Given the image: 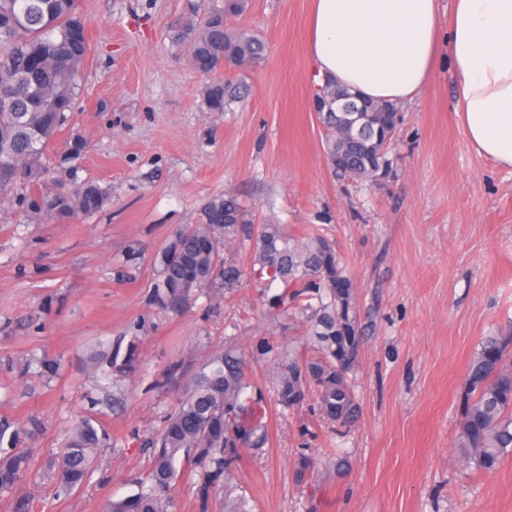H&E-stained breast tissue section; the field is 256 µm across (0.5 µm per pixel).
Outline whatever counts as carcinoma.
<instances>
[{"instance_id":"obj_1","label":"carcinoma","mask_w":512,"mask_h":512,"mask_svg":"<svg viewBox=\"0 0 512 512\" xmlns=\"http://www.w3.org/2000/svg\"><path fill=\"white\" fill-rule=\"evenodd\" d=\"M244 7L239 0H224L177 35L200 74L264 58L266 45L258 36L226 27L225 17ZM89 51L79 0H0L1 202L31 195L49 172L46 155L69 122ZM321 93L327 111L318 113V119L326 130L325 152L334 174L371 183L383 178L390 167L387 148L399 122L396 107L363 99L332 82ZM206 95L210 110L222 112L229 87L214 81ZM105 200L98 184L87 181L72 188L61 178L44 212L58 219L94 214ZM246 243L253 251L248 267L231 259ZM250 281L282 285L276 303L305 321L316 352L305 360L285 354L275 363L279 404L293 408L311 394L324 421L349 423L357 409L350 378L360 343L357 292L343 261L323 237L290 236L279 224L255 226L235 196L214 198L204 205L200 223L176 230L162 256L156 297L179 310L198 290L219 285L232 292ZM312 292L316 303L299 301ZM248 366L243 355L229 348L190 377L163 429L148 441L149 489L110 502L107 512H166L172 490L184 478L193 480L206 499L211 489L229 480L242 446L260 448L268 442L266 407L241 401L250 387ZM19 443L20 429L0 422V490L32 471V459ZM101 443L87 421L71 429L52 463L59 491L83 485ZM456 448L466 466L483 472L496 470L512 453V337L488 339L472 354Z\"/></svg>"}]
</instances>
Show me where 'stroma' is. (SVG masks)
Masks as SVG:
<instances>
[{
  "instance_id": "obj_1",
  "label": "stroma",
  "mask_w": 512,
  "mask_h": 512,
  "mask_svg": "<svg viewBox=\"0 0 512 512\" xmlns=\"http://www.w3.org/2000/svg\"><path fill=\"white\" fill-rule=\"evenodd\" d=\"M222 0H79L90 55L69 126L54 142L86 150L75 183L97 182L98 213L50 220L0 202V419L20 424L34 476L0 491V512H104L146 485L147 440L190 376L235 347L270 410V440L244 447L232 480L202 501L180 482L168 512H512V454L466 468L455 448L470 357L512 334V168L477 155L454 109L448 63L413 100L388 149L386 178H336L312 110V0H247L229 17L267 54L218 70L234 93L210 111L207 77L175 34ZM236 196L253 224L317 233L358 289L357 413L321 419L313 399L282 408L272 364L309 357L306 325L273 309L276 288L197 292L181 312L155 301L161 254L211 199ZM89 420L105 445L87 482L64 494L38 477ZM316 465L302 469L303 457Z\"/></svg>"
}]
</instances>
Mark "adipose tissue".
Returning a JSON list of instances; mask_svg holds the SVG:
<instances>
[{"instance_id":"ef3b65f1","label":"adipose tissue","mask_w":512,"mask_h":512,"mask_svg":"<svg viewBox=\"0 0 512 512\" xmlns=\"http://www.w3.org/2000/svg\"><path fill=\"white\" fill-rule=\"evenodd\" d=\"M457 88L471 149L512 168V0H313L308 53L317 83L400 103L431 81L439 44Z\"/></svg>"}]
</instances>
